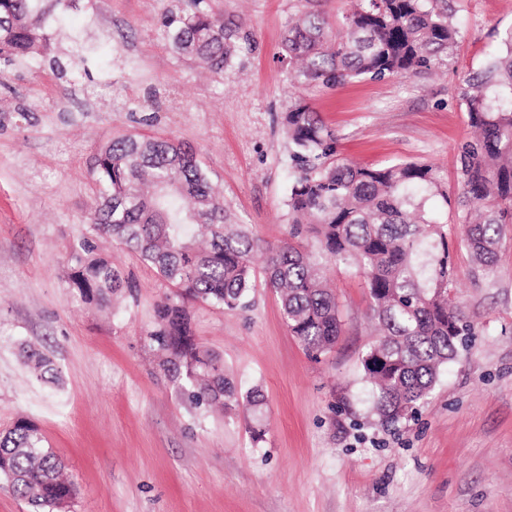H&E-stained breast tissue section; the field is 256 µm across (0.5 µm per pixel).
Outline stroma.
Wrapping results in <instances>:
<instances>
[{
    "label": "stroma",
    "instance_id": "35a3bbf8",
    "mask_svg": "<svg viewBox=\"0 0 512 512\" xmlns=\"http://www.w3.org/2000/svg\"><path fill=\"white\" fill-rule=\"evenodd\" d=\"M304 3L202 0L247 36L219 75L171 49L159 19L173 0H74L46 18L51 58L0 62V430L20 418L40 427L78 486L67 512H512V238L477 277L450 226L473 334L395 427L370 415L361 357L373 326L354 269L327 268L342 332L316 358L266 288L247 311L193 304L197 341L264 395L257 444L243 417L193 407L144 347L166 291L152 268L113 249L130 287L103 309L67 286L69 246L97 194L92 155L131 133L192 146L232 220L269 243L288 236L281 117L294 97L335 130L348 161L426 162L456 193L457 147L471 132L457 88L512 28V0H443L462 25L449 63L332 90L294 84L278 60ZM26 346L54 360L59 382L24 366Z\"/></svg>",
    "mask_w": 512,
    "mask_h": 512
}]
</instances>
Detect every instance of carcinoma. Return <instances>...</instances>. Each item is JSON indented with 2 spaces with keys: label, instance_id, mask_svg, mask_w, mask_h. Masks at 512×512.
I'll use <instances>...</instances> for the list:
<instances>
[{
  "label": "carcinoma",
  "instance_id": "obj_1",
  "mask_svg": "<svg viewBox=\"0 0 512 512\" xmlns=\"http://www.w3.org/2000/svg\"><path fill=\"white\" fill-rule=\"evenodd\" d=\"M42 0H0V60L48 53ZM184 0L160 18L172 49L212 73L237 54L239 26ZM460 27L438 0H353L333 25L311 0L288 22L281 58L299 85L333 89L348 80L425 73L453 58ZM473 135L459 147L458 191L433 165L399 162L358 166L339 157L336 132L301 98L282 124L290 144L287 199L290 238L263 243L244 224H230L224 199L195 151L173 139L139 134L110 140L93 156L98 186L88 229L73 239L68 285L90 305L107 303L128 278L99 250V241L135 254L155 269L170 292L157 303L145 344L195 407L219 405L251 419L252 440H263L265 399L242 391L224 362L196 342L187 304L229 310L253 306L254 254L264 255L265 287L278 296L291 335L317 357L341 333L336 295L324 276L329 262L365 278L380 336L362 356L375 421L390 427L408 419L432 394L439 372L472 335L455 288L448 212L463 228L474 270L493 272L498 249L512 232V31L496 53L467 73L458 88ZM315 239L318 250L308 248ZM36 378L59 381L53 360L24 351ZM64 465L27 419L0 432V480L33 512H65L75 496Z\"/></svg>",
  "mask_w": 512,
  "mask_h": 512
}]
</instances>
